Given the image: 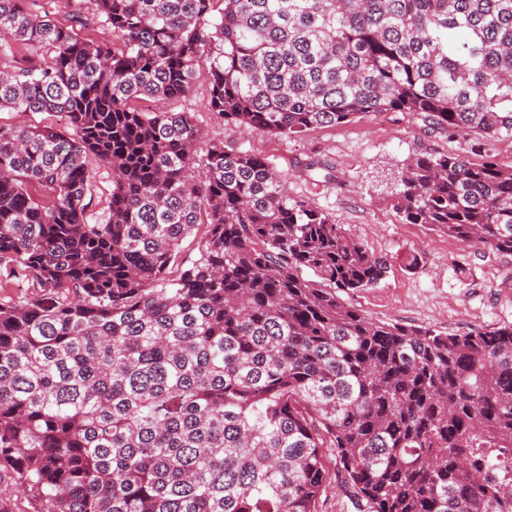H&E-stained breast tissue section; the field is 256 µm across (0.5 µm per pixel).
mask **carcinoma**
<instances>
[{
    "label": "carcinoma",
    "mask_w": 512,
    "mask_h": 512,
    "mask_svg": "<svg viewBox=\"0 0 512 512\" xmlns=\"http://www.w3.org/2000/svg\"><path fill=\"white\" fill-rule=\"evenodd\" d=\"M90 3L66 25L0 0V58L46 51L0 70V110L70 126H0V269L41 288L0 301V470L31 512H316L326 448L358 512H512V325L369 319L342 295L387 260L268 158L134 105L202 79L217 119L276 138L404 112L512 140V0ZM387 205L512 255L491 154L417 155ZM89 165L94 169L91 193V205L88 209V220L94 223L100 220L107 208L110 194L112 193V175L109 169L99 166L93 157L89 158ZM205 233V226L200 225L194 233L185 238L175 258L172 271L176 273L181 268L190 265L199 256V247Z\"/></svg>",
    "instance_id": "cac0c4a2"
}]
</instances>
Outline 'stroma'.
<instances>
[{
	"mask_svg": "<svg viewBox=\"0 0 512 512\" xmlns=\"http://www.w3.org/2000/svg\"><path fill=\"white\" fill-rule=\"evenodd\" d=\"M209 88L187 97L152 98L147 112H191L206 139L267 156L288 176L294 196L331 214L390 269L375 288L347 295L374 320L431 327L448 334L512 323V255L448 239L423 224H406L385 202L402 164L419 152L461 153L478 161L493 154L512 166V142L488 147L476 135L448 138L426 131L402 112H381L344 126L291 139L226 125L208 112ZM324 161L331 175L313 169Z\"/></svg>",
	"mask_w": 512,
	"mask_h": 512,
	"instance_id": "35a3bbf8",
	"label": "stroma"
}]
</instances>
